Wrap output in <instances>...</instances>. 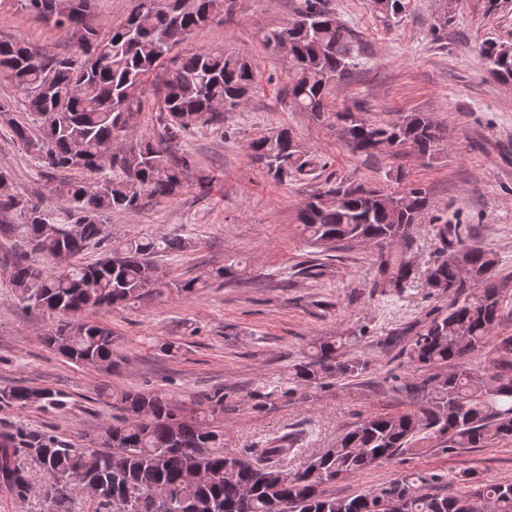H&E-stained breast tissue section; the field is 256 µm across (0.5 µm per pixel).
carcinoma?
<instances>
[{
    "label": "carcinoma",
    "mask_w": 512,
    "mask_h": 512,
    "mask_svg": "<svg viewBox=\"0 0 512 512\" xmlns=\"http://www.w3.org/2000/svg\"><path fill=\"white\" fill-rule=\"evenodd\" d=\"M27 9L55 28L82 30L90 36L74 52L56 57L23 40L0 38V78L22 95V105L41 124L32 135L28 124L6 122L26 152L42 167L75 171L80 176L52 187L55 204L34 202L15 189L11 173L0 169V211L18 225L0 224V234L20 227L32 250L62 254L72 262L46 270L26 258L3 254L0 270L21 292L26 307L55 318L44 336L53 352L85 367L115 363L112 330L79 315L119 308L162 293L152 273L156 259L181 252L188 238L167 234L119 242L93 265L73 261L84 248L103 242L106 214L136 213L146 197L172 198L195 175L200 190L213 182L210 170L196 165L183 141L188 132L224 123L214 110L244 105L256 71L238 55L222 49L174 53L191 32H198L224 12V0H135L125 21L107 31L91 20L94 0H24ZM387 17L400 18L411 0H376ZM290 45L294 74L288 83L291 104L314 116L342 124L349 147L367 158L383 154L379 143L396 139L408 150L432 159L444 146L443 129L427 113H412L398 123L371 122L356 108L329 109L330 86L345 81L353 66L351 33L336 22L326 0H303L298 18L272 31L270 46ZM489 71L512 82V47L495 38L481 45ZM161 73L155 121L160 138L139 133L131 124L142 111L135 87ZM292 131L275 126L250 144L253 160L277 181L307 177L319 165L315 155L291 148ZM429 207L425 192L398 195L341 182L315 193L299 213L307 242L328 256L354 244L377 251L374 290L399 294L411 278L404 257L391 245L412 244L420 215ZM471 229L445 224L440 256L429 272L430 285L448 295V311L436 313L402 351L415 370L429 375L419 382L406 376L387 378L390 389L409 404L396 412L369 415L340 435L336 445L308 456L296 470L282 463L296 457L305 432L291 429L269 441L259 465L240 453L224 451V392L216 390L187 408L161 392L96 390L112 407V425L103 444L88 452L54 434L14 427L0 433V489L19 500L34 492L26 459L52 481L57 497L71 486L97 485L109 512H512V483L486 482L464 470L456 480L462 491L451 496L429 492L442 476L405 471L393 481L352 496L338 497L327 486L361 470L392 463L421 443L455 452L512 442V334L498 331L504 295L495 280L496 255L471 242ZM336 341L311 346L306 360L293 367L297 386L345 385L365 365L345 359ZM480 366L472 367L473 360ZM297 390L273 385L255 409L262 411ZM0 402L20 409L38 405L61 408L55 392L29 386L0 390Z\"/></svg>",
    "instance_id": "carcinoma-1"
}]
</instances>
